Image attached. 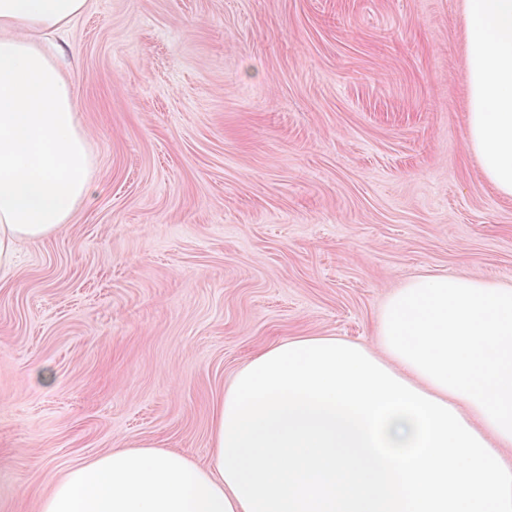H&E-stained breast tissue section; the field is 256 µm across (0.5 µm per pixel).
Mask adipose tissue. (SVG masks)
Returning a JSON list of instances; mask_svg holds the SVG:
<instances>
[{
	"label": "adipose tissue",
	"mask_w": 512,
	"mask_h": 512,
	"mask_svg": "<svg viewBox=\"0 0 512 512\" xmlns=\"http://www.w3.org/2000/svg\"><path fill=\"white\" fill-rule=\"evenodd\" d=\"M87 0H0V270L70 223L92 155L57 35ZM469 146L512 196V0H467ZM209 466L151 445L71 466L39 512H512V287L409 280L376 346H271L214 410Z\"/></svg>",
	"instance_id": "1"
}]
</instances>
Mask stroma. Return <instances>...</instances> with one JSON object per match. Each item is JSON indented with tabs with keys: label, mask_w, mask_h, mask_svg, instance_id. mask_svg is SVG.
Masks as SVG:
<instances>
[{
	"label": "stroma",
	"mask_w": 512,
	"mask_h": 512,
	"mask_svg": "<svg viewBox=\"0 0 512 512\" xmlns=\"http://www.w3.org/2000/svg\"><path fill=\"white\" fill-rule=\"evenodd\" d=\"M65 39L96 194L0 275V512L128 444L209 465L250 358L373 344L413 277L512 286L465 0H88Z\"/></svg>",
	"instance_id": "35a3bbf8"
}]
</instances>
